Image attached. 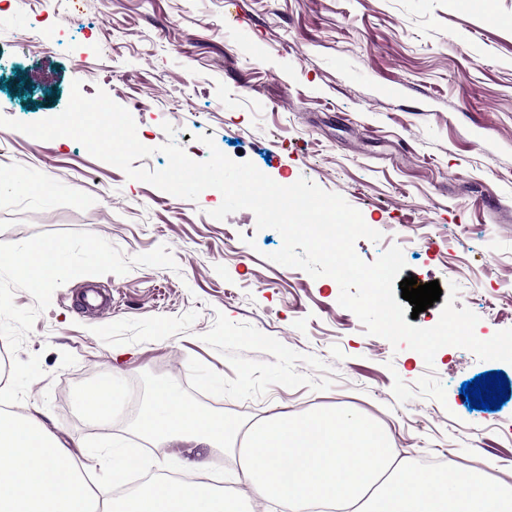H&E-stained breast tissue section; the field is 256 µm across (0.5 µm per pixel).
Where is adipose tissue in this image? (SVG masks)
<instances>
[{"label": "adipose tissue", "instance_id": "1", "mask_svg": "<svg viewBox=\"0 0 512 512\" xmlns=\"http://www.w3.org/2000/svg\"><path fill=\"white\" fill-rule=\"evenodd\" d=\"M140 427L174 448L186 480L156 478L138 490L112 471L106 495L92 492L85 462L47 423L0 410V512H240V496L276 501L282 512H512L505 482L488 471H424L397 458L388 436L360 416L280 409L248 428L233 472L237 490L210 481L231 426L182 402L158 381Z\"/></svg>", "mask_w": 512, "mask_h": 512}]
</instances>
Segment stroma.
I'll return each instance as SVG.
<instances>
[{"label":"stroma","instance_id":"obj_1","mask_svg":"<svg viewBox=\"0 0 512 512\" xmlns=\"http://www.w3.org/2000/svg\"><path fill=\"white\" fill-rule=\"evenodd\" d=\"M132 109L135 167L164 169L163 123L194 161L201 136L276 183L305 178L340 194L379 242L399 246L401 277L454 283L455 308L490 339L512 328V0H8L0 7V114L61 113L73 81ZM24 179L31 192L12 188ZM133 180L69 137L0 127V408L45 415L76 454L137 457L129 488L169 450L138 430L157 379L243 432L273 409H341L386 431L412 464L447 452L456 468L494 464L512 482V399L470 408L460 388L512 363L453 346L426 365L368 335L330 277L270 261L283 245L252 211L211 217ZM468 239H461L460 229ZM62 244L55 277L35 281L23 247ZM112 295L108 314L78 291ZM117 377L111 412L87 418L83 388Z\"/></svg>","mask_w":512,"mask_h":512}]
</instances>
